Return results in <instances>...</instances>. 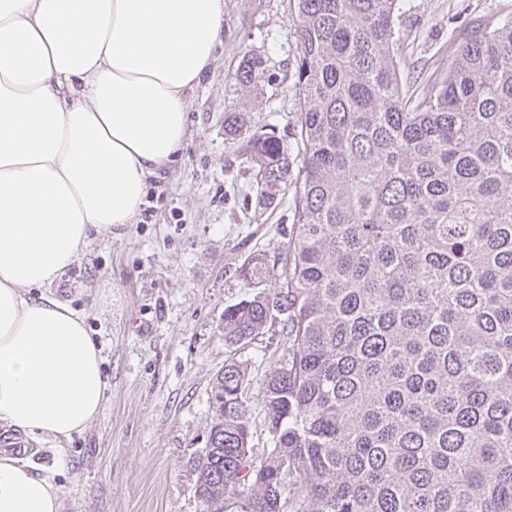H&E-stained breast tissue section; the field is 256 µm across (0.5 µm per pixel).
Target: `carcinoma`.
Masks as SVG:
<instances>
[{"mask_svg": "<svg viewBox=\"0 0 512 512\" xmlns=\"http://www.w3.org/2000/svg\"><path fill=\"white\" fill-rule=\"evenodd\" d=\"M401 9L294 0L296 152L227 118L260 193L294 188L295 222L241 266L224 341L273 332L288 362L262 389L259 460L245 371L224 364L191 458L203 512H512V14L449 36L416 97ZM263 76L250 59L235 79Z\"/></svg>", "mask_w": 512, "mask_h": 512, "instance_id": "carcinoma-1", "label": "carcinoma"}]
</instances>
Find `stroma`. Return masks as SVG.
I'll return each mask as SVG.
<instances>
[{
    "label": "stroma",
    "instance_id": "1",
    "mask_svg": "<svg viewBox=\"0 0 512 512\" xmlns=\"http://www.w3.org/2000/svg\"><path fill=\"white\" fill-rule=\"evenodd\" d=\"M293 0H224L215 61L189 95V136L176 159L150 177L145 204L121 234L101 230L56 292L88 315L107 384L99 417L58 453L54 441L23 437V461L50 474L63 512H201L189 459L205 448L211 388L230 357L246 369L252 446L271 445L261 390L282 337L264 335L232 351L227 306L250 288L240 268L253 254L284 249L293 190L261 198L245 139L224 136V115L251 113L285 143L299 137L298 39ZM512 12V0H404L396 22L414 90L448 56V35ZM263 62L257 88L234 75L245 57Z\"/></svg>",
    "mask_w": 512,
    "mask_h": 512
}]
</instances>
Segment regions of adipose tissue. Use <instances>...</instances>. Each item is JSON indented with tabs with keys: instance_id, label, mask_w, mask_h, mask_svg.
Instances as JSON below:
<instances>
[{
	"instance_id": "ef3b65f1",
	"label": "adipose tissue",
	"mask_w": 512,
	"mask_h": 512,
	"mask_svg": "<svg viewBox=\"0 0 512 512\" xmlns=\"http://www.w3.org/2000/svg\"><path fill=\"white\" fill-rule=\"evenodd\" d=\"M224 0H0V423L58 445L106 400L83 313L51 291L94 232L133 223L188 136ZM0 452V512H62Z\"/></svg>"
}]
</instances>
